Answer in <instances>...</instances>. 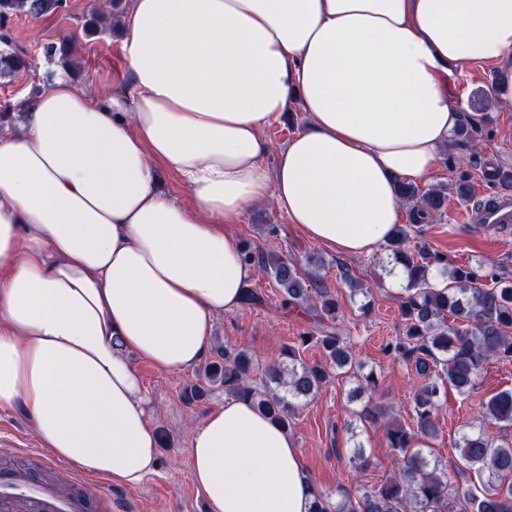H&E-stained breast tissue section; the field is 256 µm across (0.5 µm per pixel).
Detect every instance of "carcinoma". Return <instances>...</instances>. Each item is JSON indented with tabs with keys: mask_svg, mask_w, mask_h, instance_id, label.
<instances>
[{
	"mask_svg": "<svg viewBox=\"0 0 512 512\" xmlns=\"http://www.w3.org/2000/svg\"><path fill=\"white\" fill-rule=\"evenodd\" d=\"M62 6V0H0V29L9 18L26 15L38 19ZM0 78L23 75L32 67L23 51L10 47L0 34ZM481 132L480 120L469 116L454 132L459 141H474ZM401 196L414 201L412 223L420 224L442 209L445 196L439 189L419 190L412 183L400 185ZM410 231L396 226L386 241V250L407 271L408 295L402 305L405 336L389 341L386 353L413 364L426 382L414 395V425L409 428L393 419L385 425L387 445L401 458L398 474L378 488L360 495H344L334 504L314 490L313 512H512V440L495 441L472 429L455 442L465 470L474 472L478 483L451 482L439 461H429L423 445L438 436L437 418L441 388L470 394L486 362L496 358L512 362V279L483 268L448 270V260L426 249L410 250ZM244 259L274 279L290 307L309 304L320 318H336V299L324 288L309 289L297 263L274 250L244 249ZM435 267L450 283L434 288L430 268ZM301 344L314 342L323 349L325 363L308 365L299 348L282 350L283 360L264 367L262 386L250 384L253 358L240 351L222 353L224 360L210 363L205 376L224 386V392L248 398L259 411L289 428L297 404L313 399L330 380V370L352 368L354 357L344 338L334 332H314L300 337ZM488 421L512 428V390H502L484 404Z\"/></svg>",
	"mask_w": 512,
	"mask_h": 512,
	"instance_id": "obj_1",
	"label": "carcinoma"
}]
</instances>
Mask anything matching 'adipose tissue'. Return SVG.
Here are the masks:
<instances>
[{
	"label": "adipose tissue",
	"instance_id": "adipose-tissue-1",
	"mask_svg": "<svg viewBox=\"0 0 512 512\" xmlns=\"http://www.w3.org/2000/svg\"><path fill=\"white\" fill-rule=\"evenodd\" d=\"M125 93L59 78L0 115V409L71 467L134 485L160 438L137 361L203 362L254 264L231 230L274 201L344 255L398 224L461 119L447 78L512 51V0H131ZM307 123L275 174L263 129ZM178 177L188 200L162 184ZM208 512H309L293 438L230 397L194 427Z\"/></svg>",
	"mask_w": 512,
	"mask_h": 512
}]
</instances>
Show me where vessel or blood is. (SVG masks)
Returning <instances> with one entry per match:
<instances>
[{
  "label": "vessel or blood",
  "instance_id": "obj_1",
  "mask_svg": "<svg viewBox=\"0 0 512 512\" xmlns=\"http://www.w3.org/2000/svg\"><path fill=\"white\" fill-rule=\"evenodd\" d=\"M467 224H480L506 232L512 230V196L495 195L461 215ZM88 493L66 492L57 482L35 480L25 471L0 468V512H91Z\"/></svg>",
  "mask_w": 512,
  "mask_h": 512
}]
</instances>
